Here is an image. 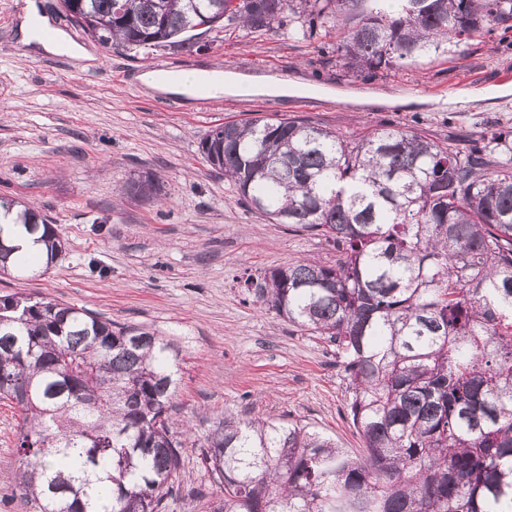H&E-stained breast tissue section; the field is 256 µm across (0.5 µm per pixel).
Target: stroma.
<instances>
[{
  "mask_svg": "<svg viewBox=\"0 0 512 512\" xmlns=\"http://www.w3.org/2000/svg\"><path fill=\"white\" fill-rule=\"evenodd\" d=\"M55 28L94 55L89 65L19 43L26 0H0V197L20 198L52 221L66 250L41 276L0 275V295L83 306L112 322L144 327L180 351L172 413L183 442L181 469L165 512H204L218 496L201 463L224 413L311 424L350 454L364 442L347 415L344 369L335 345L259 309L248 276L341 253L323 236L270 223L250 211L232 183L200 154L209 130L228 121L301 117L356 138L382 128L447 143L487 129H512V24L447 52L388 72L357 74L334 37L291 38L282 30L232 25L202 36L201 50L150 55L106 47L74 25L60 0H37ZM229 64L245 76L277 75L296 93L252 104L200 109L197 96L160 108L164 91L145 70H209ZM320 93L322 104L300 99ZM155 175L162 192L140 202L127 181ZM24 413L0 399V476L21 460L15 443Z\"/></svg>",
  "mask_w": 512,
  "mask_h": 512,
  "instance_id": "1",
  "label": "stroma"
}]
</instances>
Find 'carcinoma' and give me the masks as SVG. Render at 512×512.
<instances>
[{"mask_svg":"<svg viewBox=\"0 0 512 512\" xmlns=\"http://www.w3.org/2000/svg\"><path fill=\"white\" fill-rule=\"evenodd\" d=\"M104 44L191 48L240 24L312 39L338 22L359 73L390 71L512 19V0H61ZM251 210L341 249L245 280L252 302L336 345L352 456L298 422L232 414L206 439L220 488L208 512H512V130L464 147L412 131L356 139L305 118L226 122L200 142ZM125 194L161 191L146 174ZM42 230L48 271L62 241ZM0 272H34L7 260ZM172 343L84 308L0 296V399L25 411L26 467L12 483L32 512H162L182 444L171 431Z\"/></svg>","mask_w":512,"mask_h":512,"instance_id":"carcinoma-1","label":"carcinoma"}]
</instances>
